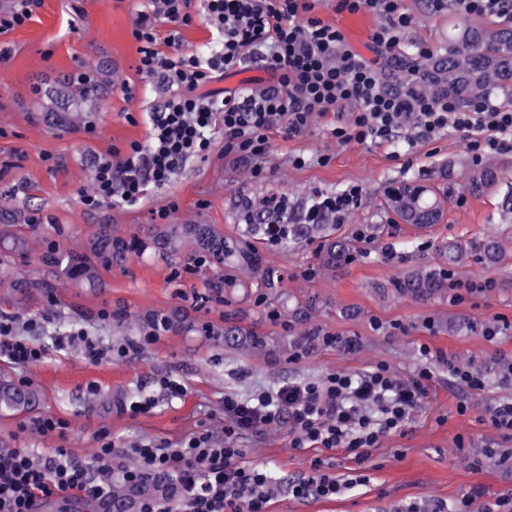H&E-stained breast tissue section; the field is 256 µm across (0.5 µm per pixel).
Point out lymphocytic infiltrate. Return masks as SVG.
<instances>
[{
    "instance_id": "obj_1",
    "label": "lymphocytic infiltrate",
    "mask_w": 512,
    "mask_h": 512,
    "mask_svg": "<svg viewBox=\"0 0 512 512\" xmlns=\"http://www.w3.org/2000/svg\"><path fill=\"white\" fill-rule=\"evenodd\" d=\"M144 0L132 35L138 44L136 72L161 85L166 96L150 113L146 140L125 149L90 155L92 189L80 196L87 212L112 199L140 203L149 189L171 182L180 166L207 159L215 136L224 151L249 159L251 176L266 180L265 158L271 131L294 139L339 107H349L344 122L332 125L338 144L392 140L411 128L416 140L434 141L441 133H460L474 163L493 155L512 156V108L485 97L460 106L448 98L399 93L382 78L381 57L392 55L413 18L402 0H336V12L363 10L384 17L371 36L373 57L353 49L343 33L325 21L323 0ZM202 21L222 37L218 50L203 57L182 50L181 31ZM166 34H158L159 24ZM261 54L271 81L259 91H224L215 84L235 72L245 55ZM363 198L359 185L317 193L302 220L342 224ZM424 366L400 380L384 364L355 376L332 372L317 382H290L272 392L242 399L224 397V438L192 433L177 447L143 443L132 449L109 443L108 432L93 463L75 460L68 449L35 456L28 448L0 450V512H43L46 503H109L112 487L122 482L162 484V494L144 495L136 512H268L279 488L266 467L246 460L247 436L284 423L296 448H343L365 462L386 435L398 432L428 394L433 367L447 366L456 382L471 390L484 383L472 369L444 353L423 348ZM0 355L25 367L43 360L45 350L19 336L14 318L0 317ZM322 459L293 483V497L333 498L350 489Z\"/></svg>"
}]
</instances>
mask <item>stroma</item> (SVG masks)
<instances>
[{"label": "stroma", "instance_id": "stroma-1", "mask_svg": "<svg viewBox=\"0 0 512 512\" xmlns=\"http://www.w3.org/2000/svg\"><path fill=\"white\" fill-rule=\"evenodd\" d=\"M135 0H43L34 18L0 35V195L5 196L21 221L36 215L51 216L79 245L96 225L111 224L127 237H144L152 224L153 209L175 203L172 224H214L225 236L250 244L278 272L274 284L239 283L234 269L224 271L235 283L223 299L198 303L206 294L213 270L187 269L182 259L129 255L119 265L103 271V288H73L57 273L40 265L39 247L0 268V279L25 276L48 283V290L32 292L17 302L9 289L0 288V315L43 321L34 339L46 351L43 361L21 368L0 356V381H26L39 401L28 412L0 418V450L30 448L42 454L68 448L73 458L92 462L100 446V430H108L116 447L132 448L143 441L174 446L194 431L222 435L224 397L248 398L288 382H316L333 371L360 375L383 363L401 379H409L423 365L422 346L440 349L458 363L476 370L484 388L473 391L453 381L447 368L437 367L429 394L406 427L382 438L368 461L357 463L344 449L295 448L287 427H273L245 441L247 459L268 466L280 485L309 474L314 458L332 465L340 479L364 473L368 480L334 498L296 499L280 494L269 512H432L436 504L455 506L475 487L482 497L471 512H485L495 499L512 494V467L486 460L473 467V452L484 444L504 443L494 429L488 410L495 401L512 396V157L493 156L474 166L462 137L443 133L429 143L338 145L327 121H320L301 138H272L266 166L267 181L250 176L251 161L225 154L223 139H216L209 157L183 165L168 186L149 190L131 206L119 201L86 212L80 194L92 188L86 159L96 152L124 148L146 137L145 124H130L126 113L153 111L164 98L158 87L141 81L135 70L138 44L132 36ZM415 18L397 54L411 53L425 42L436 52L448 49V34L465 26H484V17H467L448 10H431L427 0H402ZM321 16L339 28L349 44L369 54L370 37L382 19L364 10L336 12L332 4ZM113 63L116 82L95 115L94 132L49 128L37 110L33 84L79 69L91 59ZM136 84V99L123 94V86ZM330 155L328 165L317 156ZM307 158L305 166L293 163ZM493 171L496 180L479 195L470 193L469 181L478 169ZM420 179L444 193L445 213L437 224H405L380 204L386 191L400 183ZM351 184L363 188V202L346 223L326 226L300 236L293 243L271 244L241 221L239 202L270 190L287 194L289 205L300 208L318 191H339ZM465 204H458V196ZM364 231L360 242L356 231ZM496 239L503 253L495 264L466 259L449 265L442 244L462 245L484 238ZM334 240L348 244V257L333 269L322 264V253ZM452 268L462 279L493 280L492 288L460 302L450 296L416 302L392 294L394 282L416 269ZM122 317L148 314L184 316L196 329L169 331L161 340L123 360L112 359L113 345L135 338L136 330L117 327L98 317L102 308ZM278 311V320L268 317ZM257 331L268 339L262 353L225 347L223 341L203 335L198 327L225 322ZM501 325L494 340L482 334L485 323ZM87 330L104 355L86 360L78 347H58L57 340L71 328ZM317 328L338 335L340 347L309 345L306 355L292 354L305 331ZM175 380L186 388L181 398H160L146 414L122 411L123 403L155 393L158 377ZM468 400L466 415L456 412ZM51 415L67 423L64 436H42L24 431L29 420ZM472 442L458 449L457 436Z\"/></svg>", "mask_w": 512, "mask_h": 512}]
</instances>
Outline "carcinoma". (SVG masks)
Instances as JSON below:
<instances>
[{"label":"carcinoma","mask_w":512,"mask_h":512,"mask_svg":"<svg viewBox=\"0 0 512 512\" xmlns=\"http://www.w3.org/2000/svg\"><path fill=\"white\" fill-rule=\"evenodd\" d=\"M391 83L402 89H415L432 98L448 97L467 105L494 92L512 105V28L466 27L458 33L448 54L418 66L405 59L389 72ZM112 68L102 63L90 69L58 76L32 86L38 100V111L54 129L74 130L99 111L101 100L112 89ZM445 197L412 180L388 191L387 208L406 224H437L444 214ZM43 228L41 224H16L9 212L0 211V264L13 255L27 254L28 239ZM154 251L166 255L186 254L192 261L203 260L218 270L236 267L253 277L270 283L272 268L258 253L247 246L224 238L215 224H154L148 235L136 242L112 232V225L99 224L81 246L43 247L38 260L59 271L78 288H99L101 274L124 261L131 250ZM474 255L487 263L500 257L497 241L487 238L470 247ZM448 290V277L441 272L420 270L393 284L394 295L418 301H429ZM214 335L224 338L227 347L262 350L267 338L240 326H226ZM38 401L31 390L21 389L8 381H0V415L23 413ZM145 492L143 488L119 483L114 489L116 505L121 507Z\"/></svg>","instance_id":"cac0c4a2"}]
</instances>
